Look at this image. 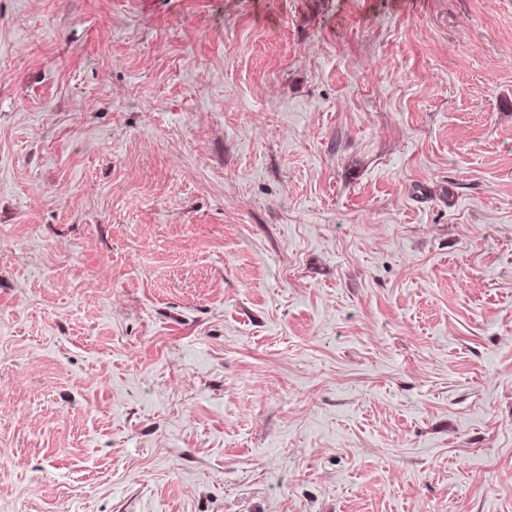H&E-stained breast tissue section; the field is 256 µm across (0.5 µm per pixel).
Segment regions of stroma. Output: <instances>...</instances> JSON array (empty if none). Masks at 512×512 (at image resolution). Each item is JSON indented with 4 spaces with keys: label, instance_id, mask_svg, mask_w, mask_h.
Wrapping results in <instances>:
<instances>
[{
    "label": "stroma",
    "instance_id": "obj_1",
    "mask_svg": "<svg viewBox=\"0 0 512 512\" xmlns=\"http://www.w3.org/2000/svg\"><path fill=\"white\" fill-rule=\"evenodd\" d=\"M0 512H512V0H0Z\"/></svg>",
    "mask_w": 512,
    "mask_h": 512
}]
</instances>
